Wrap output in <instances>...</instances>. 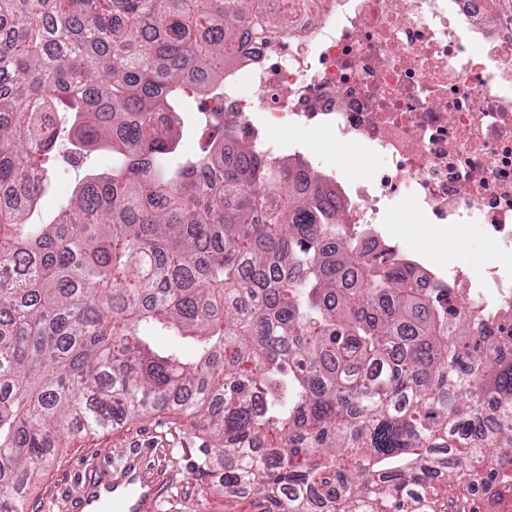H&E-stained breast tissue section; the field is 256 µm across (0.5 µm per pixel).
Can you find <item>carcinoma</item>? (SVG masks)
<instances>
[{
  "label": "carcinoma",
  "instance_id": "obj_1",
  "mask_svg": "<svg viewBox=\"0 0 512 512\" xmlns=\"http://www.w3.org/2000/svg\"><path fill=\"white\" fill-rule=\"evenodd\" d=\"M255 6L0 0V512L67 438L155 412L192 419L197 470L258 512L512 496V332L448 319L410 265L339 241L331 188L224 114L181 154L180 114L224 93ZM66 139L112 169L33 223Z\"/></svg>",
  "mask_w": 512,
  "mask_h": 512
}]
</instances>
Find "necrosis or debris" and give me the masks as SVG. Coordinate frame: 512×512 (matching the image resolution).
Instances as JSON below:
<instances>
[{
    "label": "necrosis or debris",
    "mask_w": 512,
    "mask_h": 512,
    "mask_svg": "<svg viewBox=\"0 0 512 512\" xmlns=\"http://www.w3.org/2000/svg\"><path fill=\"white\" fill-rule=\"evenodd\" d=\"M260 0L224 94L206 101L267 156L275 128H318L378 158L370 176L324 179L348 232L382 260H406L381 227L409 202L427 223L472 225L501 257L440 276L415 262L419 288L447 290L453 313L512 328V0H312L276 26Z\"/></svg>",
    "instance_id": "obj_1"
}]
</instances>
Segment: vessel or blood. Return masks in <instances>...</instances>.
Listing matches in <instances>:
<instances>
[{
    "instance_id": "b4317fda",
    "label": "vessel or blood",
    "mask_w": 512,
    "mask_h": 512,
    "mask_svg": "<svg viewBox=\"0 0 512 512\" xmlns=\"http://www.w3.org/2000/svg\"><path fill=\"white\" fill-rule=\"evenodd\" d=\"M146 450L123 455L113 469L94 468L80 480V492L66 502L68 512H159L167 486L145 460Z\"/></svg>"
}]
</instances>
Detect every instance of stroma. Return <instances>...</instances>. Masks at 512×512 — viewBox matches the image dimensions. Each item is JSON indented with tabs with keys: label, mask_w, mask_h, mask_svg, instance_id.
Masks as SVG:
<instances>
[{
	"label": "stroma",
	"mask_w": 512,
	"mask_h": 512,
	"mask_svg": "<svg viewBox=\"0 0 512 512\" xmlns=\"http://www.w3.org/2000/svg\"><path fill=\"white\" fill-rule=\"evenodd\" d=\"M279 137L285 143H306L304 158L319 171L336 168L353 180L368 175L376 164L371 156L329 142L316 130L286 129ZM387 235L404 242L416 256L444 267L453 264L478 271L498 257L494 245L470 226L438 228L412 215L403 223L389 225ZM201 443V434L191 420L174 414L136 418L118 429L75 438L31 490L33 512H65L67 498L79 490L83 468L107 464L132 448L148 449V463L171 483L170 498L161 512H256L251 499H227L210 491V477L195 468Z\"/></svg>",
	"instance_id": "obj_1"
}]
</instances>
